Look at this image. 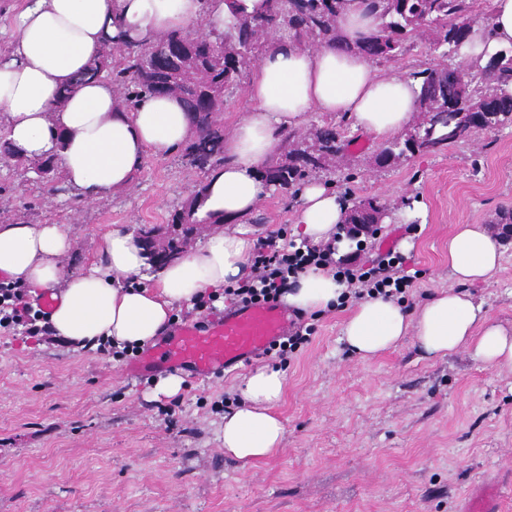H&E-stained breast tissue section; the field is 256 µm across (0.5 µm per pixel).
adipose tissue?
<instances>
[{"mask_svg": "<svg viewBox=\"0 0 512 512\" xmlns=\"http://www.w3.org/2000/svg\"><path fill=\"white\" fill-rule=\"evenodd\" d=\"M209 11L216 29L232 18L224 0H26L15 37L0 57V113L16 156L54 157L70 187L87 203L127 191L148 158H165L193 138L187 112L172 96H148L126 108L109 80L83 79L108 39L149 43L194 26ZM367 0H340L336 26L348 42L379 25ZM512 46V0H492L489 20H474L460 51L464 63ZM419 82L387 76L354 52L333 46L306 49L271 40L254 65L243 115L224 137V162L205 182L198 220L212 223L199 248L150 272L149 256L134 234L108 231L99 258L79 271L65 256L72 240L59 224L0 223V277L51 292L54 338L78 348L103 343L155 344L177 305L245 281L256 239L219 219L247 218L271 193L259 176L282 134L303 127L309 113L350 120L375 140L398 135L414 119ZM293 233L313 244L331 240L348 207L332 187L313 180L298 194ZM501 238L483 224H458L448 237V275L454 287L436 290L414 309L381 295L362 298L342 325L352 354L369 361L413 337L428 360L468 351L483 366L512 371V326L491 319L465 287L487 281L500 267ZM152 286H144V276ZM344 286L333 273L309 268L284 299L313 314L337 306ZM285 374L257 368L240 389L237 407L224 415L228 458L247 466L274 455L285 428L275 406Z\"/></svg>", "mask_w": 512, "mask_h": 512, "instance_id": "obj_1", "label": "adipose tissue"}]
</instances>
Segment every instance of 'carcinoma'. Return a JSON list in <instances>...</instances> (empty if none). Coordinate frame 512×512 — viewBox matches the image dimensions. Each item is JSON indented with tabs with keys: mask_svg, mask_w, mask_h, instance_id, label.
Instances as JSON below:
<instances>
[{
	"mask_svg": "<svg viewBox=\"0 0 512 512\" xmlns=\"http://www.w3.org/2000/svg\"><path fill=\"white\" fill-rule=\"evenodd\" d=\"M369 5L380 11L381 26L363 41L349 44L336 27L339 0H254L250 9L243 0H234L233 22L223 32L174 30L156 43L137 45L110 39L87 76L112 81L129 108L152 95L180 98L197 128L183 156L200 171L224 162L220 115L225 92L241 84L247 67L259 59L274 35L303 48L342 44L376 63L404 56L417 36L433 40L444 62L412 73L420 80L416 104L420 120L404 136L378 147L374 162L379 167L415 155L411 144L417 138L442 144L448 130L456 128L460 130L457 141L465 142L512 125V57L499 50L483 66L455 64L468 39L474 0H369ZM353 143L334 124L292 129L283 136L280 156L263 167V178L274 191L296 195L313 177L306 157L318 155L320 170L327 171L345 161ZM29 170L35 181L66 191L52 159H35L29 162ZM204 189L199 185L172 214L170 230L164 232L158 225L146 230L148 235L155 234L169 262L183 253L186 242L199 231L194 213ZM367 201L372 212L354 208L350 220L365 224L374 214L381 219L388 214L389 207L380 198Z\"/></svg>",
	"mask_w": 512,
	"mask_h": 512,
	"instance_id": "cac0c4a2",
	"label": "carcinoma"
}]
</instances>
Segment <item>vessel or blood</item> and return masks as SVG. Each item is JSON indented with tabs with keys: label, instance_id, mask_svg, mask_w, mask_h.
Segmentation results:
<instances>
[{
	"label": "vessel or blood",
	"instance_id": "obj_1",
	"mask_svg": "<svg viewBox=\"0 0 512 512\" xmlns=\"http://www.w3.org/2000/svg\"><path fill=\"white\" fill-rule=\"evenodd\" d=\"M293 320L286 306L267 302L224 312L204 326L181 323L155 349L134 360L130 373L165 369L194 379L217 378L263 355L287 335Z\"/></svg>",
	"mask_w": 512,
	"mask_h": 512
}]
</instances>
